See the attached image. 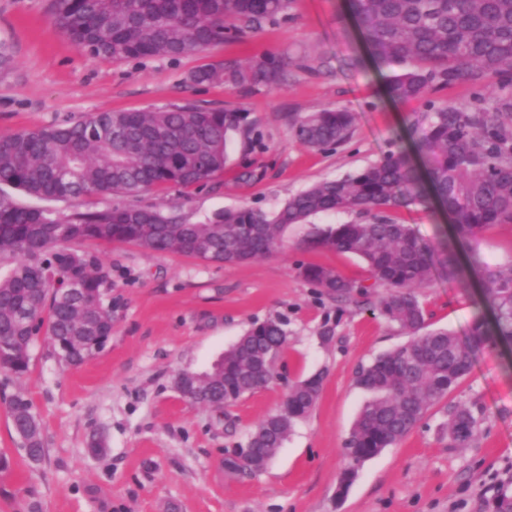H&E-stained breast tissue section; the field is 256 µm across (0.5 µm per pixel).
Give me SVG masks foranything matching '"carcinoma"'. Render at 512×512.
<instances>
[{"mask_svg": "<svg viewBox=\"0 0 512 512\" xmlns=\"http://www.w3.org/2000/svg\"><path fill=\"white\" fill-rule=\"evenodd\" d=\"M289 6L290 0H52L51 14L78 49L121 62L174 59L244 38L286 19ZM347 17L371 64L407 65L387 80L386 97L420 101L425 112L410 123L407 147L359 172L316 182L273 212L242 206L192 224L173 211L129 202L158 188L203 186L223 173L227 142L242 121L233 110L170 104L0 135V262H10L0 271L1 374L28 370L40 334L66 367L85 362L112 336V282L99 257L77 243H129L234 265L279 250L288 226L338 211L368 221L318 229L311 243L364 261L373 287L385 289L373 309L410 336L355 373L369 400L344 442L351 467L342 487L358 465L408 436L484 348L512 346V267L487 265L471 248L467 264L480 275L492 327L478 319L464 333L430 330L417 289L439 274L456 279L458 256L451 244L425 242L388 215L437 206L452 218L454 238L474 243L490 227L512 223V96L500 94L512 84V0H348ZM287 67L284 58H255L198 69L190 81L279 88ZM460 82L484 90L477 103L431 98ZM354 123L351 112L322 109L296 119L293 131L301 144L324 150L346 142ZM12 189L44 205H21ZM112 194L125 201L67 213L47 206ZM302 274L332 298L365 293L332 268L308 264ZM287 341L284 322L257 323L209 369L178 374L175 387L221 415L269 383ZM322 383L321 372L296 382L246 442L226 452L224 470L263 469L309 416ZM6 404L26 459L40 463L46 448L30 401L18 392ZM482 421L471 407L451 405L443 428L451 444L465 447ZM488 507L512 512V481L494 489Z\"/></svg>", "mask_w": 512, "mask_h": 512, "instance_id": "obj_1", "label": "carcinoma"}]
</instances>
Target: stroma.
<instances>
[{"label": "stroma", "mask_w": 512, "mask_h": 512, "mask_svg": "<svg viewBox=\"0 0 512 512\" xmlns=\"http://www.w3.org/2000/svg\"><path fill=\"white\" fill-rule=\"evenodd\" d=\"M50 0H0V43L12 56L0 70V134L84 120L112 110L172 103L232 109L244 117L233 134L224 172L203 189H159L140 197L201 222L248 205L270 211L312 183L368 167L406 144L418 102L394 104L383 90L401 65L349 66L362 55L345 0H293L286 20L242 41H227L177 59L115 62L75 48L55 24ZM289 56L280 89L224 84L193 86L199 68L250 58ZM355 115L352 138L332 150L302 145L294 118L321 109ZM430 242L447 239L448 218L432 207L393 210ZM336 212L295 224L268 257L219 265L132 244L86 243L112 279V336L94 357L59 366L35 342L26 373L0 386V512H486L499 484L512 480V347L484 350L471 373L429 410L397 445L367 460L347 491L339 482L344 442L367 393L358 367L406 342L372 309L373 295L335 300L299 273L319 264L364 284L368 272L350 254L310 246L318 228L355 221ZM434 328L466 331L488 315L480 278L437 277L419 292ZM282 319L288 342L265 388L216 417L176 389L182 371L207 368L253 322ZM331 340H323V332ZM324 372L315 409L296 425L259 473L224 470L227 450L243 443L294 382ZM23 392L38 416L47 448L28 464L3 400ZM481 411L469 447L451 446L442 425L449 406ZM103 444L89 450L91 438Z\"/></svg>", "instance_id": "stroma-1"}]
</instances>
